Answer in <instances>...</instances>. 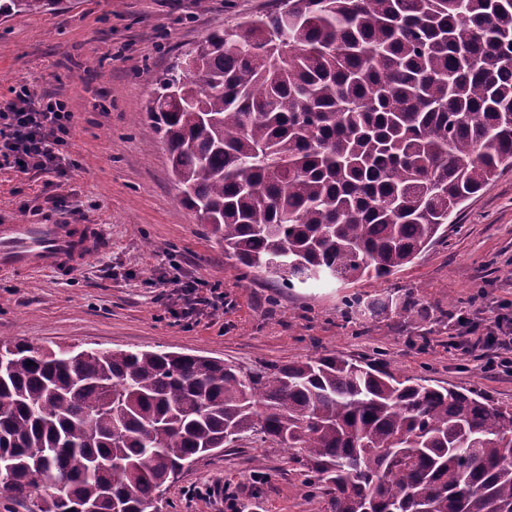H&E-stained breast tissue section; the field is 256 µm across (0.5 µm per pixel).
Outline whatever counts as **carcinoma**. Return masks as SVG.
<instances>
[{"label": "carcinoma", "mask_w": 512, "mask_h": 512, "mask_svg": "<svg viewBox=\"0 0 512 512\" xmlns=\"http://www.w3.org/2000/svg\"><path fill=\"white\" fill-rule=\"evenodd\" d=\"M155 84L182 203L282 288L395 275L512 168V0H279ZM388 308L349 298L344 322ZM247 435L299 451L327 512H512V409L473 390L335 355L245 372L0 342V486L29 512H154Z\"/></svg>", "instance_id": "cac0c4a2"}]
</instances>
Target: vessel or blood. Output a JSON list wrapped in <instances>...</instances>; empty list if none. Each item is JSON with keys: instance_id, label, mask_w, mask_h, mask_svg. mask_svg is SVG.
Returning a JSON list of instances; mask_svg holds the SVG:
<instances>
[{"instance_id": "1", "label": "vessel or blood", "mask_w": 512, "mask_h": 512, "mask_svg": "<svg viewBox=\"0 0 512 512\" xmlns=\"http://www.w3.org/2000/svg\"><path fill=\"white\" fill-rule=\"evenodd\" d=\"M107 234L100 224L9 221L0 224V276L17 271L65 274L100 252Z\"/></svg>"}]
</instances>
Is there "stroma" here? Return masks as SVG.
<instances>
[{
    "label": "stroma",
    "instance_id": "35a3bbf8",
    "mask_svg": "<svg viewBox=\"0 0 512 512\" xmlns=\"http://www.w3.org/2000/svg\"><path fill=\"white\" fill-rule=\"evenodd\" d=\"M278 0H64L61 8L0 18V102L14 86L60 93L74 116L63 182L67 209L47 203L44 175L0 170V221L24 216L102 224L109 247L73 272L0 277V339L33 346L174 351L252 369L325 354L381 353L391 368L512 406V373L484 372L488 352L457 349L455 320L476 308L512 316V169L465 202L448 236L387 279L277 288L244 275L183 204L160 137H145L156 77L217 28L273 11ZM220 284L223 311L186 306L169 280ZM409 293L421 312L357 316L345 299ZM221 483L238 512H325L297 452L244 437L197 460L164 487L159 512H225L188 498Z\"/></svg>",
    "mask_w": 512,
    "mask_h": 512
}]
</instances>
